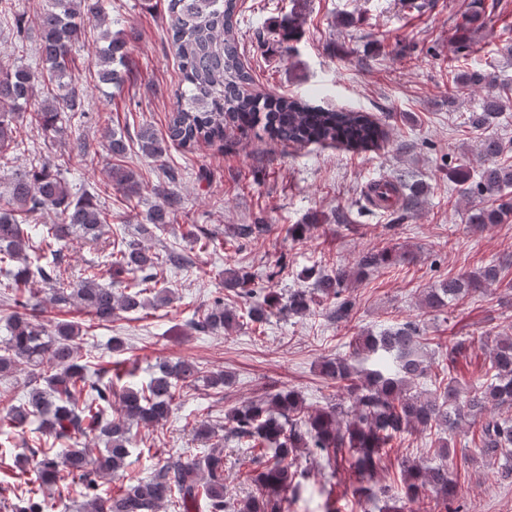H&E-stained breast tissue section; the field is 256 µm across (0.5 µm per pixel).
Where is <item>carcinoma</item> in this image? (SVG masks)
Wrapping results in <instances>:
<instances>
[{
    "mask_svg": "<svg viewBox=\"0 0 512 512\" xmlns=\"http://www.w3.org/2000/svg\"><path fill=\"white\" fill-rule=\"evenodd\" d=\"M164 2L182 81L168 123V139L158 137L148 126L140 128L137 138L144 155L163 156L169 140L184 148L222 140L228 126L251 127L261 111L265 132L284 144H336L369 150L387 139L384 128L366 112L329 110L298 98L250 93L253 77L241 59L237 0ZM474 3L458 25L460 50L467 49V33L483 29L489 18L484 0ZM85 21L98 30L100 46L91 59L98 82L114 89L125 82L128 41L122 32L110 29L112 19L105 0H49L37 21L41 66L0 69V159L11 149H25L28 134L24 126L57 133L61 113L85 111L84 91L71 82L76 68L71 47ZM302 23V13L294 9L288 24L277 31L284 52L295 50ZM456 85L487 89L481 111L469 116L473 128L489 125L512 102V84L487 70L463 72ZM107 141L111 154H125L123 133L112 130ZM504 152L502 140L487 137L481 141L480 153L488 164L478 174L464 164L448 169V179L459 186L461 196L476 192L488 197V205L470 214V224L484 227L512 218V164L503 159ZM110 184L130 194L137 192L134 173L122 166L111 167ZM404 189L401 183L377 182L371 192L385 201L394 196L408 210L416 205L417 194H406ZM165 201L166 205L146 214L141 234L151 236L168 223L170 209L179 199L169 191ZM47 211L55 212L59 221L30 223ZM108 216L91 193L73 195L69 182L51 170L47 159L32 171L17 174L0 193V274L7 280L0 284V302L12 308L6 317V336L0 340V375L11 374L22 365L28 369L18 404L0 417V434L30 431V456L17 460L16 466L22 474L29 462L35 468L32 480L0 485V494L13 499L15 512H55L58 502L74 495L84 498V512H158L165 502L180 512H291L308 479L298 462L302 450L323 458L329 466L339 460L349 462L356 475L351 495L359 505L413 501L431 492L435 494L434 512H466L458 504L456 481L448 466V435L466 418L474 426L466 436L472 458L499 460L498 481L512 484V417L499 412L505 405L512 406V336L452 342L446 353L448 363L435 373L432 389L414 392L415 381L431 370V362L423 355L430 339L409 321L377 334L361 332L352 339L351 355L376 356L375 368L361 376L355 375L344 358L322 362V374L346 394L348 405L329 403L311 411L298 392L280 388L232 409L222 438L206 421H199L195 436L210 442L201 454L190 460L168 457L146 477L115 491L103 487V481L123 476L133 426L167 419L184 386L203 380L211 388L222 389L231 383L225 372L207 375L183 359L158 362L141 385L122 381L119 372L104 382L90 373L95 356L81 353L79 339L84 328L80 323L59 322L51 331L40 323L38 303L23 291L33 278L53 285L51 302L58 308L77 305L90 315L89 330L110 326L119 312H137L170 301L171 290L158 277L157 254L123 235L109 245L103 263L123 288L114 291L102 286L96 273L75 283L64 282L62 246L76 235L98 241ZM403 257L395 248L369 251L354 269L338 267L315 277L313 287L290 292L284 304L278 293L268 292L250 306L248 318L263 324L276 310L303 318L314 313L315 305L326 302L329 318L347 320L355 305L346 295L349 284ZM507 277L506 268L492 261L477 271L440 281L426 291L423 303L433 309L450 307L489 286L503 285ZM248 284L247 275L224 271V287L234 289L238 296L254 295ZM151 288L155 294L149 300L143 293ZM192 324L201 332H230L240 325V315L224 307V299L218 297ZM477 342L490 347L489 363L481 378L462 389L453 376L454 364L459 354ZM415 431L432 437L439 462L423 464L405 457L400 480H387L383 473L388 456L404 435ZM90 435L104 443L96 455L91 448L73 444L56 447L63 438ZM230 441L250 450L238 466V477L251 486L242 499L228 493L224 477V446Z\"/></svg>",
    "mask_w": 512,
    "mask_h": 512,
    "instance_id": "carcinoma-1",
    "label": "carcinoma"
}]
</instances>
